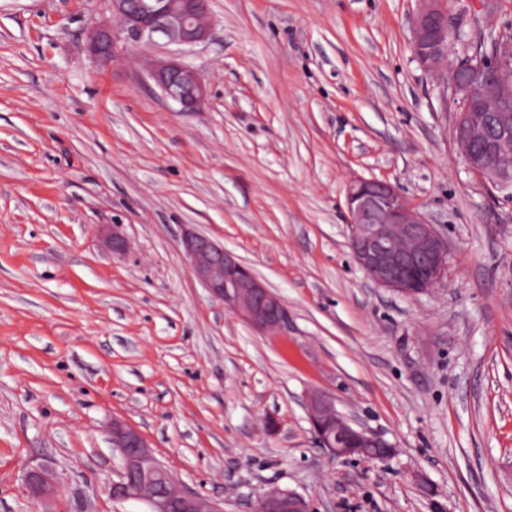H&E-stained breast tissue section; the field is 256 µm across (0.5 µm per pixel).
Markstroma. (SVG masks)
<instances>
[{
  "label": "stroma",
  "mask_w": 512,
  "mask_h": 512,
  "mask_svg": "<svg viewBox=\"0 0 512 512\" xmlns=\"http://www.w3.org/2000/svg\"><path fill=\"white\" fill-rule=\"evenodd\" d=\"M462 32L512 24V0ZM415 0H210L190 56L205 111L102 67L94 0H0V512H144L110 501L121 418L187 487L255 512L271 487L316 512H512V202L487 195L414 61ZM395 184L448 244L433 293L378 287L349 247L345 190ZM120 225L128 247L98 237ZM288 308L263 335L194 280L183 225ZM394 458H331L309 391ZM58 478L23 490L27 467ZM423 474L432 495L419 493ZM24 486L26 492L33 498L52 497L57 492V477L47 467H32L24 475Z\"/></svg>",
  "instance_id": "35a3bbf8"
}]
</instances>
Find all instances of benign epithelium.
Instances as JSON below:
<instances>
[{
    "label": "benign epithelium",
    "mask_w": 512,
    "mask_h": 512,
    "mask_svg": "<svg viewBox=\"0 0 512 512\" xmlns=\"http://www.w3.org/2000/svg\"><path fill=\"white\" fill-rule=\"evenodd\" d=\"M411 23L413 58L426 72L444 77L438 86L443 104H458L453 127L456 143L469 174L490 195L512 188V167L501 162L512 157V110L488 111L480 99H512V41L497 35V52L448 60V37L461 38L441 0H417ZM98 19L85 32L91 59L106 66L125 52L159 47L142 78L155 93L180 112L204 110L208 93L201 71L187 61L194 48L212 36L209 0H99ZM349 246L354 259L378 286L405 297L426 294L442 282L448 271V246L418 209L411 206L391 182L359 178L347 188ZM105 245L123 247L114 224L101 230ZM180 244L191 275L225 307L260 333L281 334L288 329L283 299L241 264L224 245L197 232L183 230ZM309 420L320 447L333 458L353 455L386 460L392 445L380 435L353 427L335 407L332 396L314 391L307 404ZM112 448L119 455L118 479L107 487L116 502L137 500L147 512H222L204 496L177 488L174 474L149 448L142 434L115 419ZM26 492L44 499L57 492L55 473L44 466L28 469ZM258 512H314L301 494L290 489L264 493Z\"/></svg>",
    "instance_id": "7a95c632"
}]
</instances>
